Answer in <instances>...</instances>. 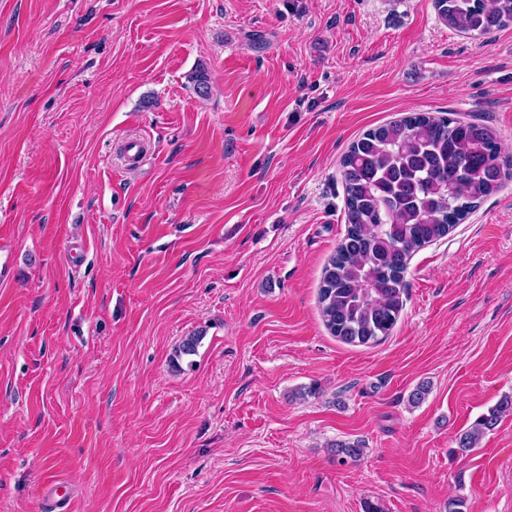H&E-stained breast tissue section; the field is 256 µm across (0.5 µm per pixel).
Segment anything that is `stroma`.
I'll return each mask as SVG.
<instances>
[{
  "mask_svg": "<svg viewBox=\"0 0 512 512\" xmlns=\"http://www.w3.org/2000/svg\"><path fill=\"white\" fill-rule=\"evenodd\" d=\"M413 112L512 149V28L459 35L433 0H0V512L52 480L72 512H512V413L457 448L512 399V185L413 254L386 340L321 317L341 160ZM508 409H512V400H506L499 406L489 411V414L479 417L474 426L460 435L458 440V449L462 452L472 450L485 430H491L498 424L500 414Z\"/></svg>",
  "mask_w": 512,
  "mask_h": 512,
  "instance_id": "stroma-1",
  "label": "stroma"
}]
</instances>
